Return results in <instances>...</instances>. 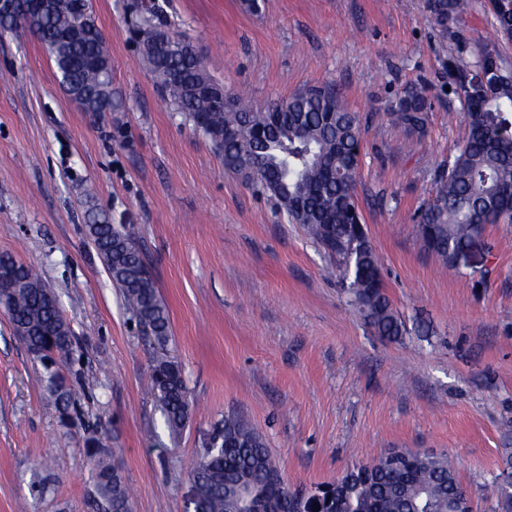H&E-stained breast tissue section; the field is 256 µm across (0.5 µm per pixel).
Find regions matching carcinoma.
Returning <instances> with one entry per match:
<instances>
[{
	"mask_svg": "<svg viewBox=\"0 0 512 512\" xmlns=\"http://www.w3.org/2000/svg\"><path fill=\"white\" fill-rule=\"evenodd\" d=\"M466 0H432L426 4L433 22L448 30L466 9ZM67 0L35 34L44 45L57 72L82 83L89 93V112L112 111L121 101L112 93V69L82 64L86 58L110 57L105 36L87 42L80 35L69 46L58 42L64 30L73 29ZM478 49L473 68L490 76L487 88L473 94L466 110L465 132L458 153L439 171L434 197L421 211L419 231L428 248L445 261L480 235L487 224H512V78L497 81L491 72L500 68ZM197 61L189 53L162 56L151 69L156 88L175 112L192 122L209 140L224 165L269 194L278 211L309 237L336 263L342 282L354 298L359 313L387 339L406 333V324L386 297L379 257L366 232L358 229L360 216L355 185L361 148L359 115L350 111L335 89L310 88L282 101L285 112L254 106L232 93L229 107L217 105L190 87ZM430 104L422 90L411 87L398 96L393 117L406 131L420 132ZM97 254L113 285L118 288L137 323L153 341L165 347L171 339L169 310L142 260L140 250L124 228L105 218L86 225ZM0 265L15 269L20 286L3 289L5 313L13 328L33 327L34 347H54L59 368L40 364L42 381L53 399L58 419L68 425L81 415L84 384L72 381L65 368L73 354V336L58 306L49 302L51 289L31 267L9 254ZM151 389L162 404L171 436L185 429L191 400L182 366L163 354L153 364ZM80 451L87 457L93 480L96 512H133L129 488L115 453L106 439L91 430ZM280 469L262 434L244 417L228 414L215 424L204 452L187 469L203 494L206 512H238L241 483L258 494L261 512H457L461 486L448 453L400 450L392 459L383 450L368 462H358L327 486L319 497L298 499L277 483Z\"/></svg>",
	"mask_w": 512,
	"mask_h": 512,
	"instance_id": "obj_1",
	"label": "carcinoma"
}]
</instances>
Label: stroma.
<instances>
[{"label":"stroma","mask_w":512,"mask_h":512,"mask_svg":"<svg viewBox=\"0 0 512 512\" xmlns=\"http://www.w3.org/2000/svg\"><path fill=\"white\" fill-rule=\"evenodd\" d=\"M154 2L209 75L254 104L331 85L360 113L358 205L407 333L378 336L302 226L164 102L129 33L132 0H92L122 101L102 117L68 99L31 33H0V252L57 295L75 336L68 373L85 383L80 420L62 426L0 311V512H92L84 455L59 449L89 426L114 448L133 512H193L187 467L228 413L263 434L290 489L334 482L385 448L444 450L488 512L512 448V224L486 225L457 263L418 224L464 133L450 64L485 43L512 71V36L492 27L488 0H468L444 32L425 0ZM415 85L431 103L420 133L391 114ZM93 211L135 238L170 312L167 349L193 401L179 437L149 389L158 348L85 230Z\"/></svg>","instance_id":"obj_1"}]
</instances>
